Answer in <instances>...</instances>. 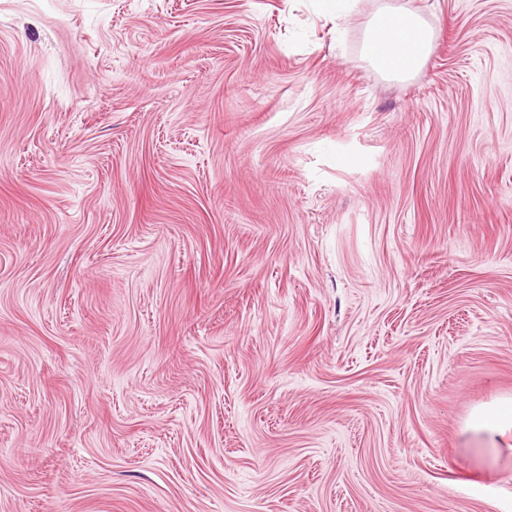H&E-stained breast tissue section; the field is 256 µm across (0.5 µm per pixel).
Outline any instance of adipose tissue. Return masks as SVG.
<instances>
[{"mask_svg":"<svg viewBox=\"0 0 512 512\" xmlns=\"http://www.w3.org/2000/svg\"><path fill=\"white\" fill-rule=\"evenodd\" d=\"M433 38V30L418 13L402 6L387 5L370 23L365 51L378 71L393 79H406L426 61ZM466 428L481 435L489 447H497L512 436V400L476 410Z\"/></svg>","mask_w":512,"mask_h":512,"instance_id":"obj_1","label":"adipose tissue"}]
</instances>
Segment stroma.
<instances>
[{"label":"stroma","instance_id":"obj_1","mask_svg":"<svg viewBox=\"0 0 512 512\" xmlns=\"http://www.w3.org/2000/svg\"><path fill=\"white\" fill-rule=\"evenodd\" d=\"M508 398L512 0H0V512H512ZM433 38V30L418 13L386 5L371 20L365 51L378 71L393 79H407L426 61ZM466 429L481 435V439L497 452L498 443L512 435V400L476 410L466 423ZM497 460L500 457L497 452Z\"/></svg>","mask_w":512,"mask_h":512}]
</instances>
